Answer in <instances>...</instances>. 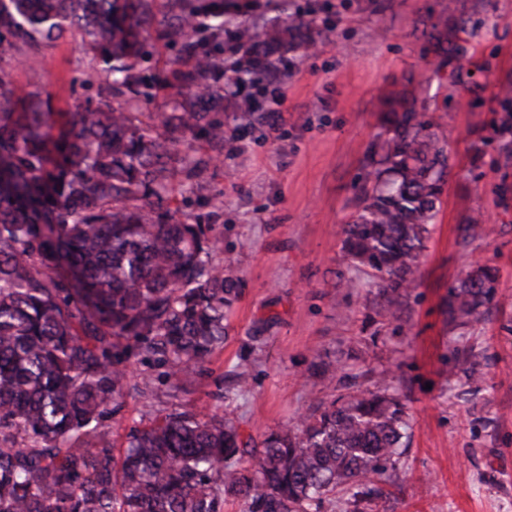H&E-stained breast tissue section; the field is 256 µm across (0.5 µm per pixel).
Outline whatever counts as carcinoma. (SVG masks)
<instances>
[{"label": "carcinoma", "mask_w": 512, "mask_h": 512, "mask_svg": "<svg viewBox=\"0 0 512 512\" xmlns=\"http://www.w3.org/2000/svg\"><path fill=\"white\" fill-rule=\"evenodd\" d=\"M67 36L91 60L76 81L97 93L58 125L51 96L6 67L42 66ZM155 42L182 67L144 68ZM315 46L302 16L258 32L224 0H0V512H222L228 500L320 512L345 485L362 512L387 497L409 428L387 386L353 383L260 441L179 399L223 349L241 295L215 225L184 220L197 179L234 148L224 83L259 88L272 57ZM155 90L170 111H142ZM441 127L406 101L365 158L342 251L374 279L380 316L419 286L448 177ZM496 134L509 150L512 112ZM491 232L478 212L458 244ZM497 283L487 264L457 279L448 325L481 319ZM151 361L171 400L150 405L118 457L107 419L154 395L152 376H131ZM460 364L479 377L480 355Z\"/></svg>", "instance_id": "carcinoma-1"}]
</instances>
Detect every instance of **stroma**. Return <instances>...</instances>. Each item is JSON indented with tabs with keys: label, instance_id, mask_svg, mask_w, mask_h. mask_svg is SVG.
<instances>
[{
	"label": "stroma",
	"instance_id": "stroma-1",
	"mask_svg": "<svg viewBox=\"0 0 512 512\" xmlns=\"http://www.w3.org/2000/svg\"><path fill=\"white\" fill-rule=\"evenodd\" d=\"M289 3L312 21L316 52L289 54L279 116L269 114L271 92L257 90L264 122L238 127L225 99L235 148L218 173L202 176L185 210L188 223L222 232V258L242 293L223 350L182 399L259 439L331 399L339 382L392 384L409 408L410 442L377 512H512V158L496 135L498 92L512 84V0ZM460 19L470 27L456 39L464 52L437 68L430 34ZM87 65L67 43L42 68L20 66L11 77L71 111L87 96L72 87ZM405 98L443 117L450 168L420 285L397 319L378 315L370 275L344 257L342 230L366 152ZM478 210L495 232L460 247L457 228ZM475 262L498 270L494 306L449 330L448 287ZM341 272L353 288L337 287ZM470 350L487 359L475 383L454 367ZM243 363L252 388L238 395L231 386Z\"/></svg>",
	"mask_w": 512,
	"mask_h": 512
}]
</instances>
